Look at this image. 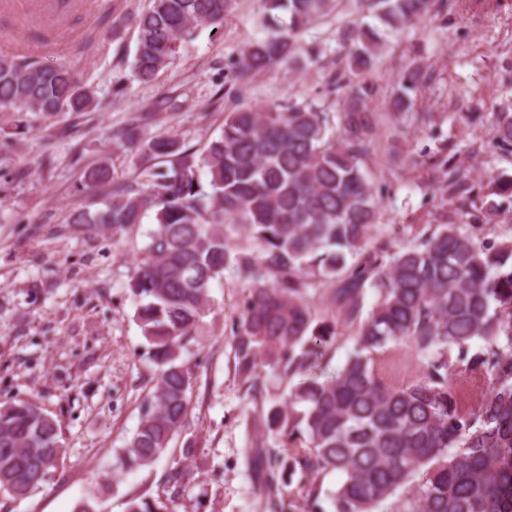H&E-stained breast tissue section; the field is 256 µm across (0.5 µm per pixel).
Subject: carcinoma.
<instances>
[{
  "label": "carcinoma",
  "instance_id": "1",
  "mask_svg": "<svg viewBox=\"0 0 512 512\" xmlns=\"http://www.w3.org/2000/svg\"><path fill=\"white\" fill-rule=\"evenodd\" d=\"M376 23L338 27L345 73L330 86L339 109L312 101L236 105L222 133L197 148L161 133L142 142L166 101L134 113L113 136L160 159L126 179L108 164L85 173L112 191L73 210L84 234H122L154 212L144 256L127 288L157 366L156 382L115 475L153 465L187 420L193 371L183 353L211 310L210 288L234 267L252 283L232 322L234 369L244 395L266 403L265 364L301 377L254 419L263 429L254 462L264 512H293L284 487L294 470L337 472L333 512H512V238L484 241L483 221L512 198V180L490 178L470 197L467 173L448 166V201L470 199L458 222L438 224L394 248L380 227L381 200L368 161L391 119L372 107L367 80L380 62L382 32L401 33L431 16L436 0H356ZM232 0H149L132 17L133 77L150 83L180 58L199 29L222 26ZM335 0H263V36L236 63L245 77L297 63L302 38L336 9ZM101 101L65 63L0 57V107L15 112L85 113ZM498 148H512V112L493 114ZM333 285L323 307L319 288ZM375 301L362 314L366 290ZM353 352L332 377L315 371L343 335ZM402 344L421 363L404 388L387 384L373 352ZM480 392L461 402L457 377ZM57 419L28 398L0 407V494L23 501L59 469ZM175 496L133 497L125 512H175Z\"/></svg>",
  "mask_w": 512,
  "mask_h": 512
}]
</instances>
